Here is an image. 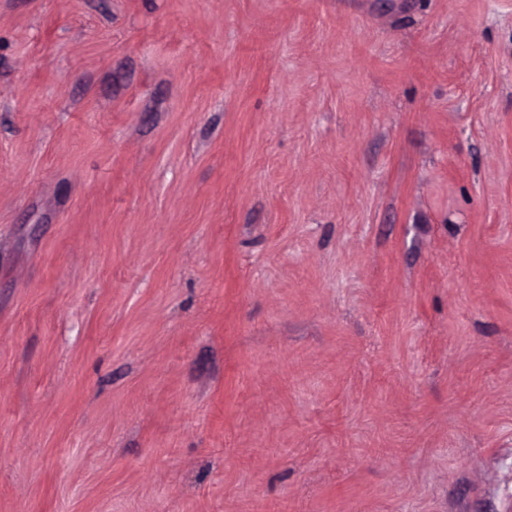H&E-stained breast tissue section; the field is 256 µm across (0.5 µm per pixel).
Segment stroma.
Listing matches in <instances>:
<instances>
[{"mask_svg":"<svg viewBox=\"0 0 512 512\" xmlns=\"http://www.w3.org/2000/svg\"><path fill=\"white\" fill-rule=\"evenodd\" d=\"M0 512H512V0H0Z\"/></svg>","mask_w":512,"mask_h":512,"instance_id":"1","label":"stroma"}]
</instances>
